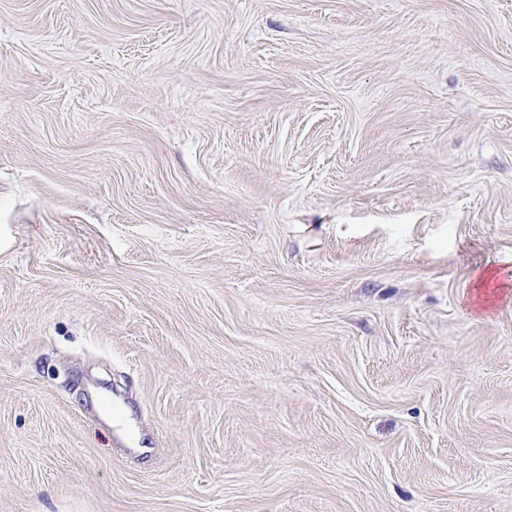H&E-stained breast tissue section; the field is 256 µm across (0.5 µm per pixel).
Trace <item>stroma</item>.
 I'll return each mask as SVG.
<instances>
[{
	"label": "stroma",
	"mask_w": 512,
	"mask_h": 512,
	"mask_svg": "<svg viewBox=\"0 0 512 512\" xmlns=\"http://www.w3.org/2000/svg\"><path fill=\"white\" fill-rule=\"evenodd\" d=\"M0 512H512V0H0Z\"/></svg>",
	"instance_id": "35a3bbf8"
}]
</instances>
